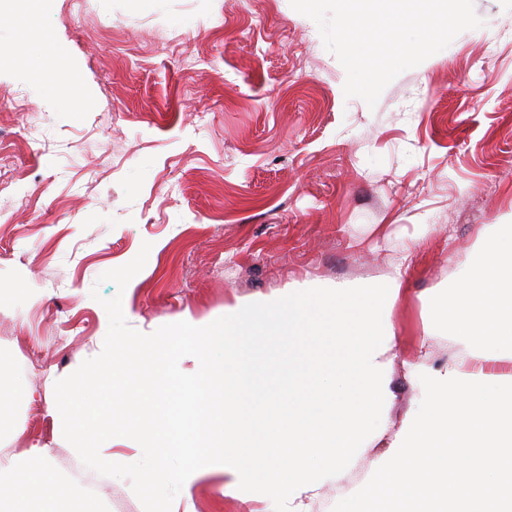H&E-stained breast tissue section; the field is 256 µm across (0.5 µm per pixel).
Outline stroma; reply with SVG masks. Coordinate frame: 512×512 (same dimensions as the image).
<instances>
[{
    "instance_id": "stroma-1",
    "label": "stroma",
    "mask_w": 512,
    "mask_h": 512,
    "mask_svg": "<svg viewBox=\"0 0 512 512\" xmlns=\"http://www.w3.org/2000/svg\"><path fill=\"white\" fill-rule=\"evenodd\" d=\"M483 25L394 79L375 107L290 0H55L21 30L0 19V356L24 388L0 451L50 450L67 491L75 455L42 401L108 330L121 296L148 334L312 287L398 279L391 395L375 436L319 480L309 512H359L404 420L428 404L412 364L464 347L437 311L489 225L512 228V0H474ZM54 42L66 71L43 62ZM59 96L47 95L45 81ZM144 268L125 291L104 272ZM99 299H92V291ZM435 335L419 348L424 327ZM221 476L197 512H267Z\"/></svg>"
}]
</instances>
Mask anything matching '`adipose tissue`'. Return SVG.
Wrapping results in <instances>:
<instances>
[{"mask_svg": "<svg viewBox=\"0 0 512 512\" xmlns=\"http://www.w3.org/2000/svg\"><path fill=\"white\" fill-rule=\"evenodd\" d=\"M466 348L448 366L422 367L429 405L407 418L396 453L380 467L361 512H512V241L487 237L471 275L440 312ZM497 389L496 415L468 396ZM455 454L460 477L438 464ZM0 512H101L97 499L64 494L49 468L0 457Z\"/></svg>", "mask_w": 512, "mask_h": 512, "instance_id": "1", "label": "adipose tissue"}]
</instances>
